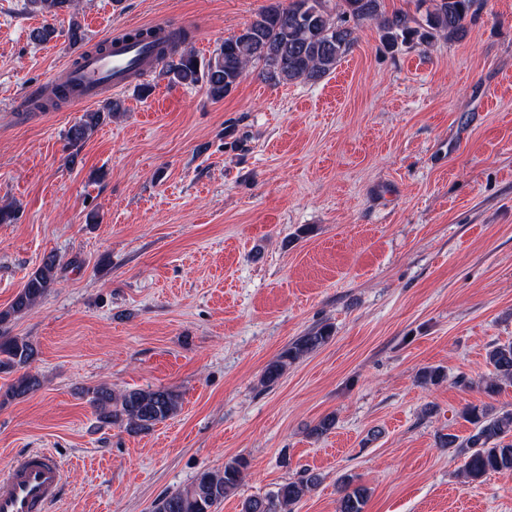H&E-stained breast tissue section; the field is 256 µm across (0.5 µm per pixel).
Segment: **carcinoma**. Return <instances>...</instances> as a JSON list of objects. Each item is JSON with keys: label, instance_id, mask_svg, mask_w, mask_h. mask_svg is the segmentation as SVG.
I'll return each instance as SVG.
<instances>
[{"label": "carcinoma", "instance_id": "1", "mask_svg": "<svg viewBox=\"0 0 512 512\" xmlns=\"http://www.w3.org/2000/svg\"><path fill=\"white\" fill-rule=\"evenodd\" d=\"M75 0H28L31 12L57 17L74 7ZM426 6L425 16L417 19L399 9L386 14L384 0H287L260 12L246 27L224 43L210 58L200 60L190 50L177 48L161 76L174 84L203 86L214 98H221L237 87L248 67L262 65L266 78L275 83L300 79L314 80L333 71L357 42V31L365 22H375L384 44L429 47L439 38L459 39L465 35L467 20L478 12L477 0H416ZM119 111V104L108 101L96 112H86L66 132L73 147H80L101 123L103 113ZM60 260L47 256L27 278L10 308L0 311V325L12 316L33 309L54 288ZM330 338L325 329L293 342L275 361L269 363L262 382L273 385L293 363L324 345ZM36 354L33 344L17 337L0 336V372L24 370ZM494 368L486 382L493 393L500 382H512V342L493 347L488 353ZM40 387L38 376L24 371L0 396L3 400L22 398ZM90 404L104 425L138 434L151 430L179 410L180 394L170 387L139 388L116 394L105 386L85 390ZM462 418L473 425V432L462 442L454 434L445 437L448 447L468 450L463 474L472 482L490 472H512V412L490 417L478 407H468ZM248 462L238 456L221 470L197 475L190 487L167 492L154 502L152 512H214V507L234 493L243 479ZM318 483L315 474H304L280 485L263 496L242 501L240 512H292V507ZM366 490L351 487L342 480L338 512H363Z\"/></svg>", "mask_w": 512, "mask_h": 512}]
</instances>
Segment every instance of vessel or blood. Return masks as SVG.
Masks as SVG:
<instances>
[{"label":"vessel or blood","instance_id":"b4317fda","mask_svg":"<svg viewBox=\"0 0 512 512\" xmlns=\"http://www.w3.org/2000/svg\"><path fill=\"white\" fill-rule=\"evenodd\" d=\"M151 30L155 36L151 43L129 41L117 33L107 37L102 50L84 52L62 64L52 83L68 89L74 106L127 89L161 63L159 45L171 27L155 23ZM63 478L61 462L53 454L32 450L16 457L0 472V512H48L58 499Z\"/></svg>","mask_w":512,"mask_h":512}]
</instances>
